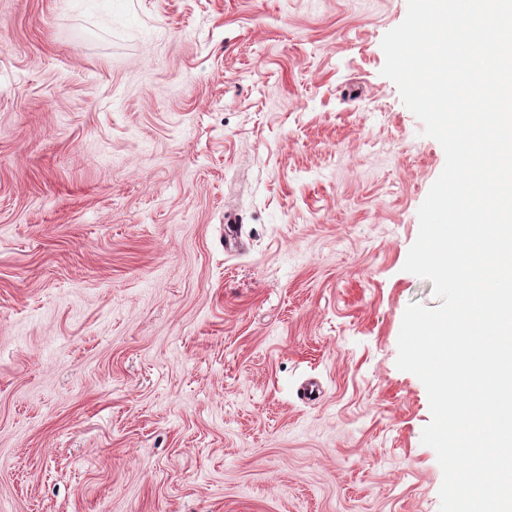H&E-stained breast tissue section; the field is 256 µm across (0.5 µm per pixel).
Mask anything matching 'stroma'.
Returning a JSON list of instances; mask_svg holds the SVG:
<instances>
[{
  "instance_id": "obj_1",
  "label": "stroma",
  "mask_w": 512,
  "mask_h": 512,
  "mask_svg": "<svg viewBox=\"0 0 512 512\" xmlns=\"http://www.w3.org/2000/svg\"><path fill=\"white\" fill-rule=\"evenodd\" d=\"M119 2L0 0V512H439L407 0Z\"/></svg>"
}]
</instances>
